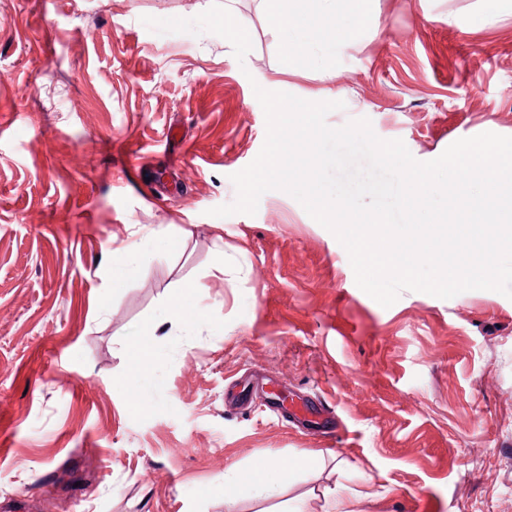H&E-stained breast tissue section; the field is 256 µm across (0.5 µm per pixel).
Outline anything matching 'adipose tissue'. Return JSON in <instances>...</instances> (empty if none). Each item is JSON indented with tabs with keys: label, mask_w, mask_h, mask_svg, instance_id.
I'll use <instances>...</instances> for the list:
<instances>
[{
	"label": "adipose tissue",
	"mask_w": 512,
	"mask_h": 512,
	"mask_svg": "<svg viewBox=\"0 0 512 512\" xmlns=\"http://www.w3.org/2000/svg\"><path fill=\"white\" fill-rule=\"evenodd\" d=\"M291 17L281 18L279 30L289 54L301 55L307 52L313 42L320 40L322 32H329L325 40V49L335 54L347 44L348 37L343 31H331L329 15L315 13L311 9V0H290ZM272 467L267 463L255 464L250 470L240 471L234 468L225 470L224 483L228 486L249 485L253 495L259 499H272L278 496L280 485L271 475Z\"/></svg>",
	"instance_id": "obj_1"
}]
</instances>
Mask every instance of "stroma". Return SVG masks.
Wrapping results in <instances>:
<instances>
[{
  "instance_id": "1",
  "label": "stroma",
  "mask_w": 512,
  "mask_h": 512,
  "mask_svg": "<svg viewBox=\"0 0 512 512\" xmlns=\"http://www.w3.org/2000/svg\"><path fill=\"white\" fill-rule=\"evenodd\" d=\"M212 1L0 0V512H328L339 494L354 512H512L511 299L385 308L289 194L210 213L265 141L257 85L344 102L330 127L368 118L422 162L512 136V14L374 0L362 28L337 0L346 49L292 58L270 0H216L251 37L241 62L221 36L142 22ZM256 372L335 433L260 392L230 408ZM262 460L288 476L279 498L225 488Z\"/></svg>"
}]
</instances>
